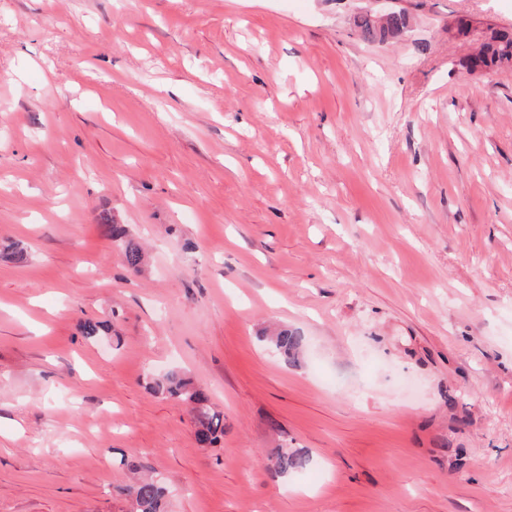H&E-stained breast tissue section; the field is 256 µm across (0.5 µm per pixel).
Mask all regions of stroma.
<instances>
[{"mask_svg":"<svg viewBox=\"0 0 512 512\" xmlns=\"http://www.w3.org/2000/svg\"><path fill=\"white\" fill-rule=\"evenodd\" d=\"M379 11L410 25L366 42ZM492 29L512 0H0V512H125L127 459L167 512H512ZM172 370L216 444L150 391ZM108 230L112 242L121 249L125 264L134 271H138L144 253L140 245L133 239L128 238L126 229L119 224H102ZM269 349L287 363H297L303 350V337L297 332L281 328L272 336H260ZM150 389L156 395L180 400L190 406L195 438L200 445H213L224 434V415L212 406L209 396L185 374L170 371L154 378ZM310 465L311 459L307 453L298 449L281 448L269 459L268 470L275 476L287 477L306 471Z\"/></svg>","mask_w":512,"mask_h":512,"instance_id":"35a3bbf8","label":"stroma"}]
</instances>
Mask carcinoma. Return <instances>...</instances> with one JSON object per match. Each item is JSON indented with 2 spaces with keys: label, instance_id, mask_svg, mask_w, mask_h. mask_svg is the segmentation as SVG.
Returning a JSON list of instances; mask_svg holds the SVG:
<instances>
[{
  "label": "carcinoma",
  "instance_id": "cac0c4a2",
  "mask_svg": "<svg viewBox=\"0 0 512 512\" xmlns=\"http://www.w3.org/2000/svg\"><path fill=\"white\" fill-rule=\"evenodd\" d=\"M408 25V16L399 11L389 16L387 24L377 25L370 17L357 20V28L363 40L375 42L387 36H401ZM512 65V31H494L483 41L478 54L468 61L470 69L494 68ZM112 242L121 249L125 264L134 271L139 270L144 253L140 245L128 238L126 229L119 224L106 225ZM260 340L287 363H297L303 350V337L282 328L271 336ZM150 389L154 394L176 399L190 406L196 441L202 446L213 445L224 434V415L216 410L209 396L192 380L179 371H170L152 380ZM311 465L310 456L298 449H279L269 459L268 470L280 477L298 474ZM127 500V512H165L167 489L161 481L149 475H141L123 488Z\"/></svg>",
  "mask_w": 512,
  "mask_h": 512
}]
</instances>
